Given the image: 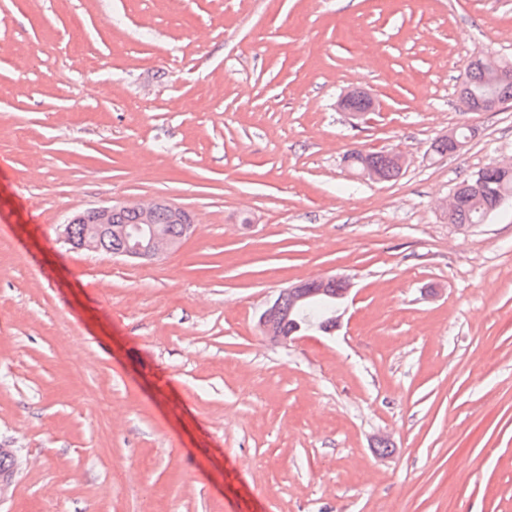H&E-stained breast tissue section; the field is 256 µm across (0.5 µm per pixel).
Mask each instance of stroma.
<instances>
[{
  "label": "stroma",
  "mask_w": 512,
  "mask_h": 512,
  "mask_svg": "<svg viewBox=\"0 0 512 512\" xmlns=\"http://www.w3.org/2000/svg\"><path fill=\"white\" fill-rule=\"evenodd\" d=\"M481 52L512 0H0V512H512V202L438 208L512 158V103H459ZM158 197L194 232L157 261L62 237ZM334 276L335 330L265 341ZM356 99H362L367 103L364 110H357L351 107V102ZM337 106L342 112H348V114L354 118H362L367 115L368 112L374 111L375 101L369 93L363 90L348 89L339 96ZM352 152V153H351ZM349 157H354L357 159H369L373 163L366 161L363 164V167L358 171L359 176L366 181L379 182L382 177L383 181H390L399 176V172L392 168L391 164L400 172H402L406 165L405 156L398 151H382V153L391 161V164L387 160V158L381 154L380 152H372L369 153L366 157L363 156L362 152H353L352 150L349 152ZM347 153V154H349ZM381 170H380V168ZM383 173V176H382ZM332 280H341L345 283L346 288L342 293V298H345L351 289V284L346 279H336V277L301 280L280 292L272 305L268 307L260 318L259 325L262 335L271 343L285 344L290 340L291 336L305 328L316 326L319 331L327 332L331 328L336 327L339 323V319L335 315L336 305L341 301L340 295L344 289V283L334 281L329 284V290L324 293L326 291L325 285ZM285 302H288V305H285L288 315L295 308L302 306L303 303L304 306L292 313L289 319L286 312L280 315L277 319L279 327L278 322L274 318L282 310L283 303ZM296 322L301 325L300 331H295ZM289 334L291 336H288Z\"/></svg>",
  "instance_id": "1"
}]
</instances>
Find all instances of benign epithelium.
Segmentation results:
<instances>
[{
  "instance_id": "obj_1",
  "label": "benign epithelium",
  "mask_w": 512,
  "mask_h": 512,
  "mask_svg": "<svg viewBox=\"0 0 512 512\" xmlns=\"http://www.w3.org/2000/svg\"><path fill=\"white\" fill-rule=\"evenodd\" d=\"M485 82L495 85L505 78V70L492 56L475 59ZM338 108L354 118H362L374 111L375 101L372 96L360 89H349L343 92L337 101ZM494 178L484 177L471 184L464 185L463 191L476 197L493 198L492 208L496 209L512 199L511 196L501 192L494 184L503 182L512 174V162L507 164L495 163L490 167ZM134 210L139 218L137 224H114L112 214L119 208ZM166 211L170 222L184 225L183 237L190 236L192 232V218L187 209L176 205L167 199L156 198L149 203L123 202L107 203L89 208L74 215L69 223L65 224L63 235L65 240L76 250L89 252H108L105 240L112 236L123 238L124 245L114 256L131 260H154L176 249L182 242V237H173L163 224L155 223L160 211ZM74 224L82 225L79 237L71 234ZM327 278L302 280L297 284L284 289L279 293L272 305L262 314L259 325L262 335L275 344H285L290 337L284 335L275 319V315L282 310L283 303H288V311L303 305L304 301L313 295L326 291Z\"/></svg>"
}]
</instances>
